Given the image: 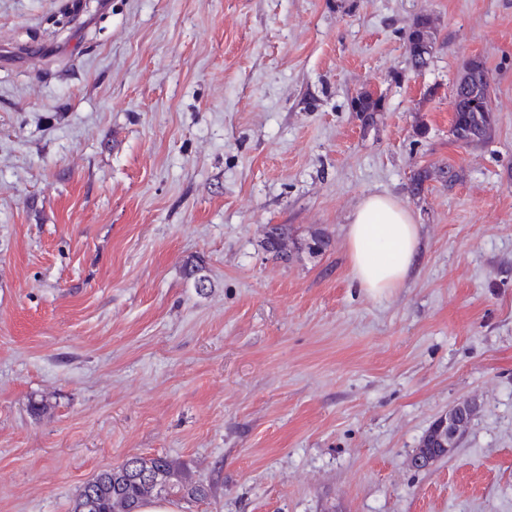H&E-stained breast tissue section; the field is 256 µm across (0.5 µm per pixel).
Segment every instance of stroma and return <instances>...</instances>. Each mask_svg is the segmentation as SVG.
Here are the masks:
<instances>
[{"label": "stroma", "mask_w": 512, "mask_h": 512, "mask_svg": "<svg viewBox=\"0 0 512 512\" xmlns=\"http://www.w3.org/2000/svg\"><path fill=\"white\" fill-rule=\"evenodd\" d=\"M72 3L0 0V512H71L134 455L209 487L181 512H512V0ZM475 57L496 124L468 145ZM371 194L421 232L380 296L346 248ZM276 224L329 247L274 258ZM429 23V19L426 15H419L416 17L412 30L409 32L406 42V49L411 58L413 67L416 70H423L429 66L431 54L430 49L423 44V35L426 34L425 28ZM453 97V136L464 144L485 140L495 115L490 103V76L482 61L471 59L464 64ZM476 412L471 402H461L448 413L441 415L433 424L430 440L432 444L420 443L413 454V463L421 469H429L447 457L463 436Z\"/></svg>", "instance_id": "1"}]
</instances>
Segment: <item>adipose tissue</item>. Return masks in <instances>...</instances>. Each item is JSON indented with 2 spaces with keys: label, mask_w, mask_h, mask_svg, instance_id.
I'll return each mask as SVG.
<instances>
[{
  "label": "adipose tissue",
  "mask_w": 512,
  "mask_h": 512,
  "mask_svg": "<svg viewBox=\"0 0 512 512\" xmlns=\"http://www.w3.org/2000/svg\"><path fill=\"white\" fill-rule=\"evenodd\" d=\"M346 240L358 288L381 295L399 287L419 259V230L395 199L372 195L356 208Z\"/></svg>",
  "instance_id": "ef3b65f1"
}]
</instances>
